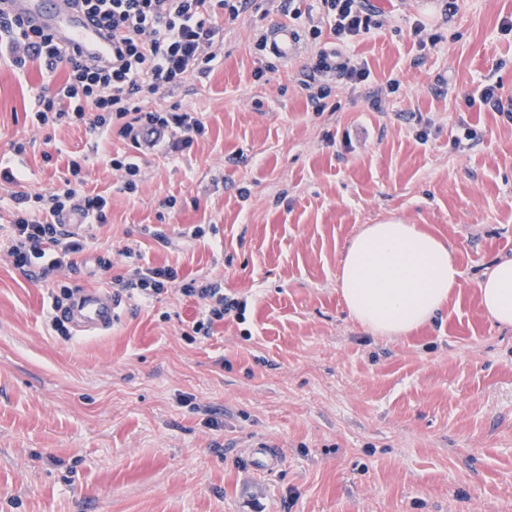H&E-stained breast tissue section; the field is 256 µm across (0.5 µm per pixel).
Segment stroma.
<instances>
[{"mask_svg": "<svg viewBox=\"0 0 512 512\" xmlns=\"http://www.w3.org/2000/svg\"><path fill=\"white\" fill-rule=\"evenodd\" d=\"M387 10L345 49L369 81H330L319 112L303 82L329 34L274 10L225 22L223 60L151 103L201 113L205 136L139 153L132 193L103 162L128 141L33 131L34 98L64 69L0 58V161L27 140L21 190L57 187L87 156V192L112 197L72 269L0 255V512H512V328L476 288L512 258V119L478 99L488 83L512 96V0ZM282 23L300 36L287 61L257 44ZM391 214L447 240L461 273L398 339L350 318L338 285L348 242ZM196 224L209 230L193 240ZM134 240L143 262L221 281L245 321L184 337L197 305L172 291L122 298L108 334L56 335L52 291L111 288Z\"/></svg>", "mask_w": 512, "mask_h": 512, "instance_id": "stroma-1", "label": "stroma"}]
</instances>
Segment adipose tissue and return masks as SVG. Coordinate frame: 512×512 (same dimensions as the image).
I'll return each mask as SVG.
<instances>
[{
    "instance_id": "1",
    "label": "adipose tissue",
    "mask_w": 512,
    "mask_h": 512,
    "mask_svg": "<svg viewBox=\"0 0 512 512\" xmlns=\"http://www.w3.org/2000/svg\"><path fill=\"white\" fill-rule=\"evenodd\" d=\"M453 247L414 224L390 218L365 225L348 243L340 291L352 319L376 336H405L425 325L458 288ZM485 314L512 326V259L477 284Z\"/></svg>"
}]
</instances>
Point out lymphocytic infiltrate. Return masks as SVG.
Here are the masks:
<instances>
[{
	"mask_svg": "<svg viewBox=\"0 0 512 512\" xmlns=\"http://www.w3.org/2000/svg\"><path fill=\"white\" fill-rule=\"evenodd\" d=\"M103 31L112 36V64L100 67L66 52L53 37L25 26L0 7V41L4 42L17 68L37 60L46 70L65 66L64 81L40 92L31 110L37 129L62 125L83 126L104 135L111 132L130 140L136 149L163 146L177 154L190 149L205 133L197 113L175 106L168 110L146 108V98L168 92L196 73L209 71L224 53V19H237L257 0H74ZM317 15L308 19V33L322 32L338 41L333 53H320L313 76H335L361 84L370 71L351 57L342 45L384 24L380 9L370 0H319ZM89 158L70 160L59 188L41 194L17 191L21 173L0 171V185L9 189L10 221L0 225V252L17 269L32 260L49 258L55 269L75 265L85 248L82 236L66 231L61 218L80 208L97 223L107 221L110 199L84 190ZM121 254L129 261L126 274L114 276L113 285L131 297L153 299L176 291L194 300L199 316L191 325L195 334H209L211 327L228 315L243 319L245 302L228 298L221 283L183 280L172 266L141 264L139 251L125 246Z\"/></svg>",
	"mask_w": 512,
	"mask_h": 512,
	"instance_id": "f902f5d3",
	"label": "lymphocytic infiltrate"
}]
</instances>
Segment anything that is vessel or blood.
<instances>
[{
    "mask_svg": "<svg viewBox=\"0 0 512 512\" xmlns=\"http://www.w3.org/2000/svg\"><path fill=\"white\" fill-rule=\"evenodd\" d=\"M9 7L27 26L42 29L66 50L101 66L112 63V40L90 22L73 0H11ZM268 47L287 60L297 49L294 30L279 26L268 35ZM121 303L104 288L79 290L65 313L76 335L96 336L110 332L119 318Z\"/></svg>",
    "mask_w": 512,
    "mask_h": 512,
    "instance_id": "b4317fda",
    "label": "vessel or blood"
}]
</instances>
